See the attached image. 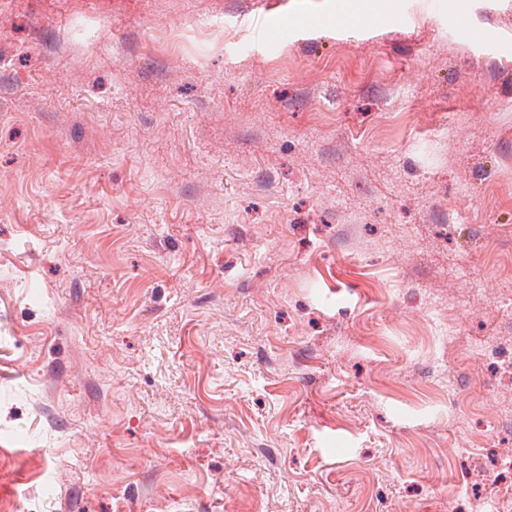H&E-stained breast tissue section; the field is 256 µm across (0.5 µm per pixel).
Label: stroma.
Segmentation results:
<instances>
[{"mask_svg": "<svg viewBox=\"0 0 512 512\" xmlns=\"http://www.w3.org/2000/svg\"><path fill=\"white\" fill-rule=\"evenodd\" d=\"M508 44L512 0H0V512H512Z\"/></svg>", "mask_w": 512, "mask_h": 512, "instance_id": "35a3bbf8", "label": "stroma"}]
</instances>
